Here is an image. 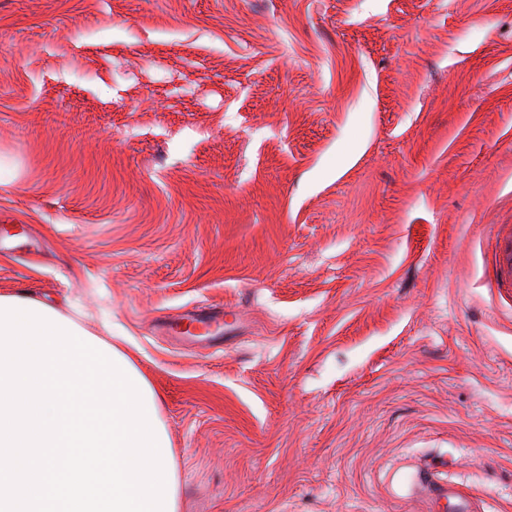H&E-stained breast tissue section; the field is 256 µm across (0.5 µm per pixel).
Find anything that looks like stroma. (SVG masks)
Masks as SVG:
<instances>
[{
	"instance_id": "obj_1",
	"label": "stroma",
	"mask_w": 512,
	"mask_h": 512,
	"mask_svg": "<svg viewBox=\"0 0 512 512\" xmlns=\"http://www.w3.org/2000/svg\"><path fill=\"white\" fill-rule=\"evenodd\" d=\"M0 164L181 512H512V0H0ZM490 234L498 246L495 278L497 285L512 288V229L503 224L490 225Z\"/></svg>"
}]
</instances>
